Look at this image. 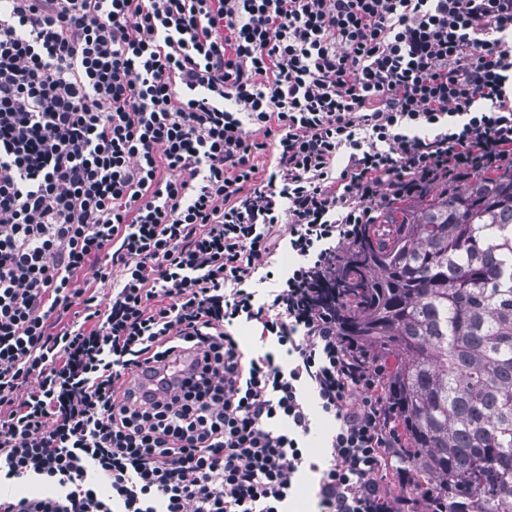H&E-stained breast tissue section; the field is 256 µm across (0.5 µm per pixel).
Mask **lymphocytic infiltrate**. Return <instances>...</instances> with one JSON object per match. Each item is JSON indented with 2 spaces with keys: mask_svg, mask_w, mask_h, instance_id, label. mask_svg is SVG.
Masks as SVG:
<instances>
[{
  "mask_svg": "<svg viewBox=\"0 0 512 512\" xmlns=\"http://www.w3.org/2000/svg\"><path fill=\"white\" fill-rule=\"evenodd\" d=\"M510 82L512 0H0V512H405L330 284L377 201L512 169ZM332 429V422L322 416H318L311 435L308 437V444L312 455H323L327 448H323L328 433Z\"/></svg>",
  "mask_w": 512,
  "mask_h": 512,
  "instance_id": "1",
  "label": "lymphocytic infiltrate"
}]
</instances>
